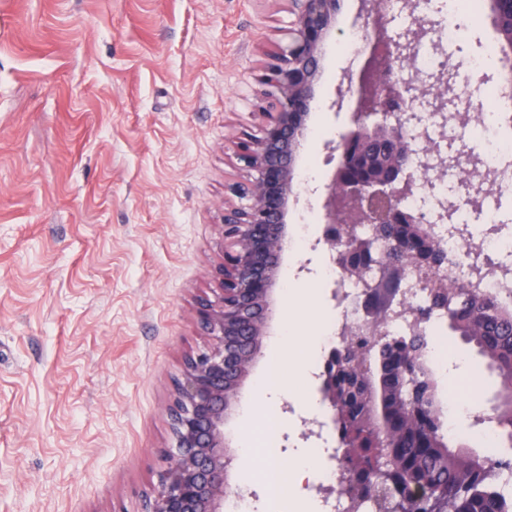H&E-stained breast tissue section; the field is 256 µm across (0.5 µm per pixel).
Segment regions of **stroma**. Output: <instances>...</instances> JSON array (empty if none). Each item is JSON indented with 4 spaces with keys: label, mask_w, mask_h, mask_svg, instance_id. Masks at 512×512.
<instances>
[{
    "label": "stroma",
    "mask_w": 512,
    "mask_h": 512,
    "mask_svg": "<svg viewBox=\"0 0 512 512\" xmlns=\"http://www.w3.org/2000/svg\"><path fill=\"white\" fill-rule=\"evenodd\" d=\"M360 8L343 0L325 47L297 161L314 179L298 183L294 236L303 223L319 234L326 146L350 129L330 104L350 64L342 32L363 26ZM423 11L457 15L445 54L459 107L487 93L490 111L512 115V65L471 66L498 42L490 12L474 22L454 0ZM290 22L285 0H0V512H142L172 444L173 383L207 343L196 306L217 285L226 187L247 176L236 143L260 133L255 93ZM320 260L287 247L270 329L290 333L282 389L261 388L262 351L232 425L235 444L250 445L233 478L258 492L257 512H321L311 492L270 498L264 420L244 412L280 407L279 458L297 465L307 447L285 407L319 403L306 373L332 288L302 269ZM447 344L440 395L492 416L496 370L466 390L478 351L453 332Z\"/></svg>",
    "instance_id": "obj_1"
}]
</instances>
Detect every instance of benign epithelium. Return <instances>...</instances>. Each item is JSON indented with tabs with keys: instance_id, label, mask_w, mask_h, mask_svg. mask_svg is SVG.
<instances>
[{
	"instance_id": "obj_1",
	"label": "benign epithelium",
	"mask_w": 512,
	"mask_h": 512,
	"mask_svg": "<svg viewBox=\"0 0 512 512\" xmlns=\"http://www.w3.org/2000/svg\"><path fill=\"white\" fill-rule=\"evenodd\" d=\"M293 16L288 43L267 54L265 88L256 93L262 120L261 136L236 142L235 157L247 178L228 186L222 224L223 257L217 269L219 288L214 297L197 302V321L208 337L205 349L185 357L174 383L168 411L174 447L162 452L164 465L157 483L145 496L144 512H224V501L249 494L232 479L236 460L228 426L250 370L261 356V345L277 315L276 293L288 242L289 203L297 199L295 164L316 100L321 58L336 34L340 0H286ZM497 31L512 29V0H491ZM374 38L361 50L364 64L343 73L334 109L348 108L351 128L333 151L336 161L322 202L326 224L322 243L338 265L349 272L378 262L379 249L368 251L356 239L336 237V225L408 224L424 235L422 217L406 209L402 199L419 187L406 145V125L415 115H396L385 121L394 102L416 101L413 91L399 88L384 73L400 70L421 41L433 33L422 17L405 35L393 37L387 24L386 0H367ZM430 100L439 108L448 103V83L432 84ZM407 270L389 264L366 295L380 307L373 326L384 323ZM350 397L363 405L371 437L386 434L377 389L368 376L352 374ZM321 404L331 410L330 421L345 418L336 380L322 379ZM374 456L351 455L347 477L370 470Z\"/></svg>"
}]
</instances>
